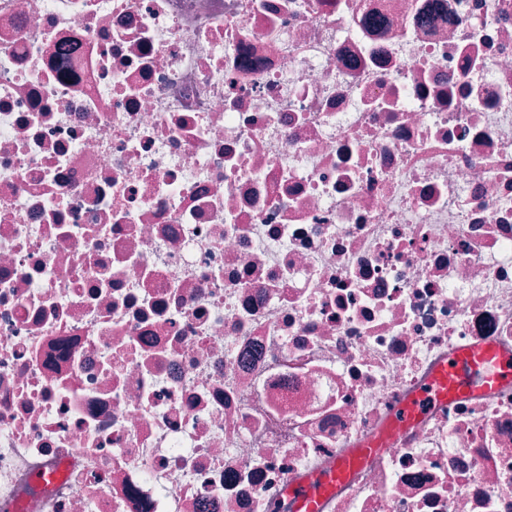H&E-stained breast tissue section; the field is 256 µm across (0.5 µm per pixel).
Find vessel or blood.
<instances>
[{
  "instance_id": "1",
  "label": "vessel or blood",
  "mask_w": 512,
  "mask_h": 512,
  "mask_svg": "<svg viewBox=\"0 0 512 512\" xmlns=\"http://www.w3.org/2000/svg\"><path fill=\"white\" fill-rule=\"evenodd\" d=\"M511 382L512 357L487 343L462 349L450 362L440 365L431 380V390L436 396L448 399L474 390H492ZM420 407V397H407L378 434L351 448L335 468L310 473L302 482L286 487L291 512H320L322 500L332 494L337 485L348 481L355 468L394 447L406 435L417 420Z\"/></svg>"
}]
</instances>
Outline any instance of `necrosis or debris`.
I'll use <instances>...</instances> for the list:
<instances>
[{
  "label": "necrosis or debris",
  "instance_id": "1",
  "mask_svg": "<svg viewBox=\"0 0 512 512\" xmlns=\"http://www.w3.org/2000/svg\"><path fill=\"white\" fill-rule=\"evenodd\" d=\"M486 342L512 0H0V512H283ZM321 512H512V384Z\"/></svg>",
  "mask_w": 512,
  "mask_h": 512
}]
</instances>
